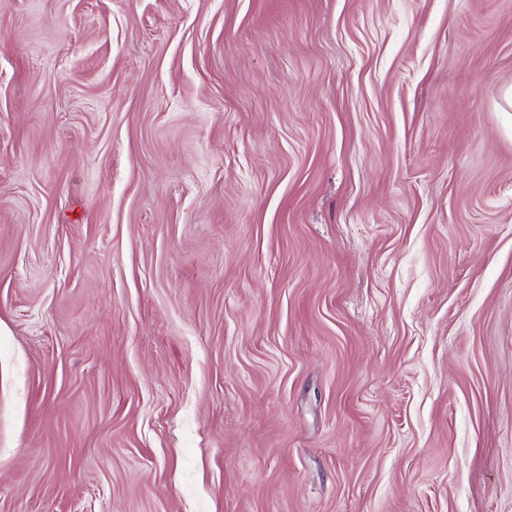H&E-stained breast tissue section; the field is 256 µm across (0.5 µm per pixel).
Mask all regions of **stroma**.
Returning a JSON list of instances; mask_svg holds the SVG:
<instances>
[{
    "label": "stroma",
    "instance_id": "obj_1",
    "mask_svg": "<svg viewBox=\"0 0 512 512\" xmlns=\"http://www.w3.org/2000/svg\"><path fill=\"white\" fill-rule=\"evenodd\" d=\"M512 0H0V512H512Z\"/></svg>",
    "mask_w": 512,
    "mask_h": 512
}]
</instances>
